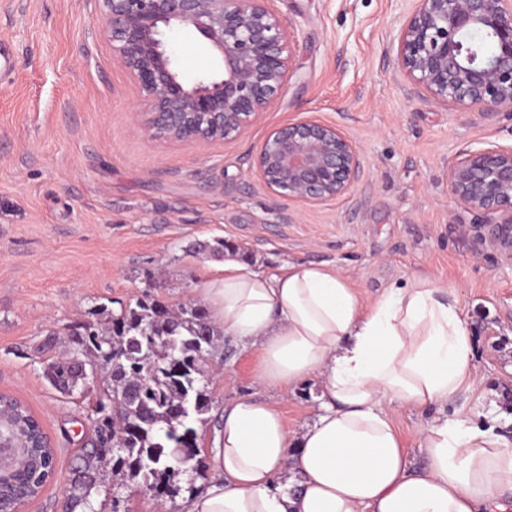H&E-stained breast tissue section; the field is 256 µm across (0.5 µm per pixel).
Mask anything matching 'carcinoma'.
Segmentation results:
<instances>
[{"label": "carcinoma", "mask_w": 512, "mask_h": 512, "mask_svg": "<svg viewBox=\"0 0 512 512\" xmlns=\"http://www.w3.org/2000/svg\"><path fill=\"white\" fill-rule=\"evenodd\" d=\"M190 250L214 258L236 246L224 239L196 241ZM73 344L91 351L109 366L110 383L94 409L96 439L71 470L68 479L71 512H92L89 496L99 480L94 463L108 459L113 469L153 480L165 488L183 468L181 449H198L189 426L207 411L209 398L201 384L200 364L213 344L215 328L202 306L172 312L158 302L140 300L112 317V330L99 333L90 324H76L68 333ZM84 361L61 357L49 366L53 385L72 392ZM3 403L24 420L33 438L44 443L39 421L17 400ZM18 503L38 494L44 481L26 469L11 476Z\"/></svg>", "instance_id": "carcinoma-1"}]
</instances>
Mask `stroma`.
I'll return each instance as SVG.
<instances>
[{
	"instance_id": "stroma-1",
	"label": "stroma",
	"mask_w": 512,
	"mask_h": 512,
	"mask_svg": "<svg viewBox=\"0 0 512 512\" xmlns=\"http://www.w3.org/2000/svg\"><path fill=\"white\" fill-rule=\"evenodd\" d=\"M294 35L295 72L274 108L235 140L205 146L147 141L138 95L96 36V0H0V41L16 70L0 80V394L23 404L55 450L56 474L21 512H60L67 479L95 438L94 409L108 377L93 367L73 393L45 368L70 352L68 326H112L143 296L197 306L221 263L190 253L195 240L234 244L256 271L323 264L363 297L412 273L453 288L473 330L477 381L395 424L413 469L425 466L418 431L430 417H472L512 441V260L448 196V165L464 148L512 145V119L411 95L388 46L413 0H271ZM166 49L186 78L213 66L201 40L179 30ZM313 118L357 144L350 195L308 206L271 193L252 161L275 127ZM253 350L219 335L202 365L210 410L194 422L201 470L180 474L173 497L104 468L94 512H186L215 477L209 450L225 407L277 402L292 431L320 413L314 383L283 395L260 386Z\"/></svg>"
}]
</instances>
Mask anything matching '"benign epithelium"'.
I'll use <instances>...</instances> for the list:
<instances>
[{
    "instance_id": "obj_1",
    "label": "benign epithelium",
    "mask_w": 512,
    "mask_h": 512,
    "mask_svg": "<svg viewBox=\"0 0 512 512\" xmlns=\"http://www.w3.org/2000/svg\"><path fill=\"white\" fill-rule=\"evenodd\" d=\"M397 33L396 63L424 101L512 118V0H414ZM100 36L136 86L142 130L150 141L205 145L241 137L278 101L293 73L294 37L268 0H98ZM201 38L218 67L183 82L166 36ZM474 30L496 46L486 55ZM265 187L315 206L350 194L361 159L336 126L305 119L271 130L254 161ZM448 195L490 226L489 245L512 259V146L457 152L448 165ZM14 424L0 432V477L20 464L37 466L38 447Z\"/></svg>"
}]
</instances>
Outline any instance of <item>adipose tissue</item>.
Returning a JSON list of instances; mask_svg holds the SVG:
<instances>
[{
  "label": "adipose tissue",
  "mask_w": 512,
  "mask_h": 512,
  "mask_svg": "<svg viewBox=\"0 0 512 512\" xmlns=\"http://www.w3.org/2000/svg\"><path fill=\"white\" fill-rule=\"evenodd\" d=\"M203 301L215 327L255 348L258 383L314 381L321 412L296 433L276 402H235L210 450L216 476L187 512H512L511 441L433 419L416 472L391 418L447 403L475 377L468 323L435 278L413 273L369 300L320 264L269 276L229 258Z\"/></svg>",
  "instance_id": "1"
}]
</instances>
